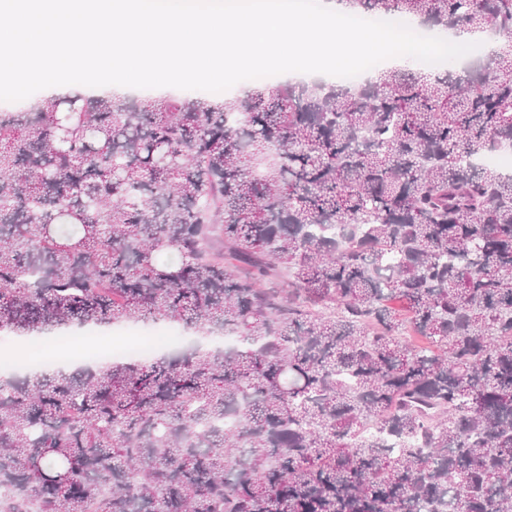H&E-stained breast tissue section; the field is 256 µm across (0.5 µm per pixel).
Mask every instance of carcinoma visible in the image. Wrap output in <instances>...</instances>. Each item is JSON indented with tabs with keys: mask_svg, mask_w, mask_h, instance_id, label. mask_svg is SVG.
I'll return each instance as SVG.
<instances>
[{
	"mask_svg": "<svg viewBox=\"0 0 512 512\" xmlns=\"http://www.w3.org/2000/svg\"><path fill=\"white\" fill-rule=\"evenodd\" d=\"M347 2L495 48L0 116L1 329L239 338L1 377L0 512H512V0ZM250 81H253V80H250ZM250 81H243V82H240L238 83L237 85H240V84H244V86H242L238 93L241 95V96H246L251 88L248 86V85H252L254 84V82H250ZM237 85H235L234 87H232L231 89L227 90V91H224V92H221V93H211V92H206V91H196V90H181V89H173V90H169V91H161L157 88H153L152 89H141L139 94L137 96H134V97H139V96H142V95H145V94H149L151 96H155L154 94H176V95H169V96H178V97H186V96H193L197 93H208L212 96V99L214 101H221L222 99H224V93L225 92H228V91H231V92H235L236 91V88H237ZM468 160L480 166L497 168L505 174L512 173V149L510 148H504L494 154L470 156Z\"/></svg>",
	"mask_w": 512,
	"mask_h": 512,
	"instance_id": "carcinoma-1",
	"label": "carcinoma"
}]
</instances>
